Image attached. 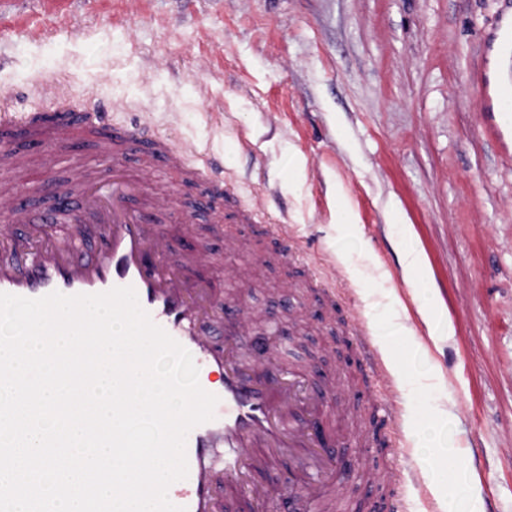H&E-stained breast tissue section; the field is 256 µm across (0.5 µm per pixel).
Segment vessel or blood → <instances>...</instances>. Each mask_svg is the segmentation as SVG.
<instances>
[{
	"label": "vessel or blood",
	"instance_id": "b4317fda",
	"mask_svg": "<svg viewBox=\"0 0 512 512\" xmlns=\"http://www.w3.org/2000/svg\"><path fill=\"white\" fill-rule=\"evenodd\" d=\"M494 98L502 104V111L483 113L482 118L486 129L500 139L512 135V114L506 110L512 104V80L496 84ZM23 119L33 129H49L54 149L48 158L53 162L68 152L75 130H101L102 152L112 163V175L102 179L75 160L67 181L36 178L20 187L0 185V212L9 217L8 223L0 225V240L15 250L14 261L0 259V292L40 298L55 291L96 294L114 287H133L152 321L192 354L200 385H207L212 374L221 380L214 389L219 398L214 419L187 435L188 476L170 486V501L186 512H224L214 491V481L220 476L225 490L267 503L269 488L257 482L256 476L285 456L302 463L298 474L302 484L281 497L280 512H291L298 499L313 504L316 512H343L345 500L339 491L345 472L335 463L333 448L317 434L329 424L337 443L356 440L348 424L341 384L332 385L328 398L308 393L303 376L284 369L272 354L263 359L265 380H256L240 339L251 335L259 314L244 302L236 304V336L220 338L203 332L204 322L220 319L216 292L208 280L191 278L188 271L209 262V251L202 247L185 255L181 263H169L168 240L152 216L170 212L176 201L167 193H147L146 179L123 164L130 141L144 144L163 165L177 169L185 164V148L160 136L146 122L112 128L110 120L98 112L81 121L70 114L49 126L37 113L24 114ZM205 179L210 186L208 204L235 199L234 181L210 173ZM31 196L47 201L42 216L31 215L25 206V199ZM89 219L96 225L101 248L92 260L79 262L74 253L86 238ZM35 222L63 224L67 232L61 237H23L21 227ZM348 331L363 354V367L377 380L369 401L380 413L381 435L396 442L399 412L386 400L392 382L371 345L365 319L349 316Z\"/></svg>",
	"mask_w": 512,
	"mask_h": 512
}]
</instances>
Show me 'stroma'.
I'll return each mask as SVG.
<instances>
[{"label": "stroma", "mask_w": 512, "mask_h": 512, "mask_svg": "<svg viewBox=\"0 0 512 512\" xmlns=\"http://www.w3.org/2000/svg\"><path fill=\"white\" fill-rule=\"evenodd\" d=\"M507 20L512 0H0V102L12 112L90 106L116 122L150 120L235 178L243 204L293 225L288 258L262 225L233 220L215 232L205 183L145 148L126 152L154 188H177L195 227L158 216L172 259L205 244L218 264L201 273L219 295L247 280L262 314L256 335L310 389L345 380L367 437L377 413L359 393L372 381L347 313L370 323L406 422L400 452L340 449L356 512L382 496L447 512V486L415 459L422 430L439 420L471 475L467 497L483 512H512V179L478 120L497 106L470 91L475 74L493 84L512 73L499 52ZM48 81L58 97L40 94ZM408 239L427 259L413 291ZM322 258L340 272L336 304L309 321L322 294L304 265ZM431 292L453 327L433 371L418 352L439 327L414 324L417 298ZM371 462L406 468L404 484L365 487Z\"/></svg>", "instance_id": "35a3bbf8"}]
</instances>
